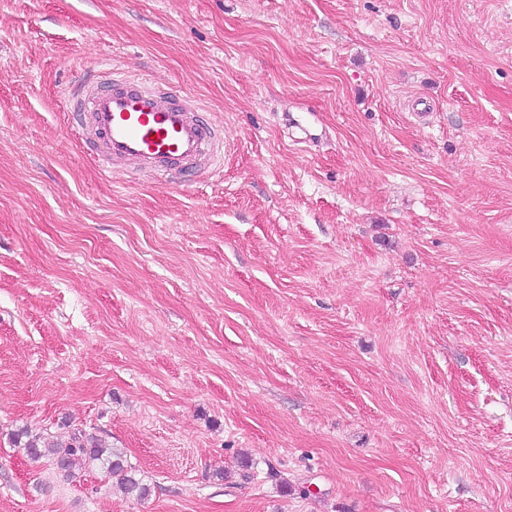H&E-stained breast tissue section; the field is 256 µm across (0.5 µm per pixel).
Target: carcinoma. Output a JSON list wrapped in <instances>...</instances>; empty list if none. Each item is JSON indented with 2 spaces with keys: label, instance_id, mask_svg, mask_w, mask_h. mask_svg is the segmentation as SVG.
I'll list each match as a JSON object with an SVG mask.
<instances>
[{
  "label": "carcinoma",
  "instance_id": "cac0c4a2",
  "mask_svg": "<svg viewBox=\"0 0 512 512\" xmlns=\"http://www.w3.org/2000/svg\"><path fill=\"white\" fill-rule=\"evenodd\" d=\"M15 442L35 459L51 455L57 468L67 474L79 466H98L109 477L118 479L128 496L141 500L149 494L148 485L135 477V469L129 464L126 451L122 448H107L82 434L73 435L68 443L56 448H45L35 438L25 441L21 433L15 435Z\"/></svg>",
  "mask_w": 512,
  "mask_h": 512
}]
</instances>
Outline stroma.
Returning <instances> with one entry per match:
<instances>
[{
	"mask_svg": "<svg viewBox=\"0 0 512 512\" xmlns=\"http://www.w3.org/2000/svg\"><path fill=\"white\" fill-rule=\"evenodd\" d=\"M108 63L220 175L83 159ZM0 512H512V0H0ZM25 433H17L15 442L18 448L32 458L39 459L50 454L60 471L72 473L76 467L84 465L99 466L106 475L117 478L124 493L137 500L149 494V487L142 479L135 477V469L127 460L122 448H107L93 437L74 434L65 445L56 448H44L36 438L21 442ZM48 453V454H47Z\"/></svg>",
	"mask_w": 512,
	"mask_h": 512,
	"instance_id": "1",
	"label": "stroma"
}]
</instances>
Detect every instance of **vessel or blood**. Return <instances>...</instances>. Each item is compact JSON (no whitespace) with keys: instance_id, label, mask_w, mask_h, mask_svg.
I'll use <instances>...</instances> for the list:
<instances>
[{"instance_id":"obj_1","label":"vessel or blood","mask_w":512,"mask_h":512,"mask_svg":"<svg viewBox=\"0 0 512 512\" xmlns=\"http://www.w3.org/2000/svg\"><path fill=\"white\" fill-rule=\"evenodd\" d=\"M63 109L99 169L118 177L128 166L176 182L214 175L224 162V130L202 119L192 95L105 65L69 89Z\"/></svg>"}]
</instances>
